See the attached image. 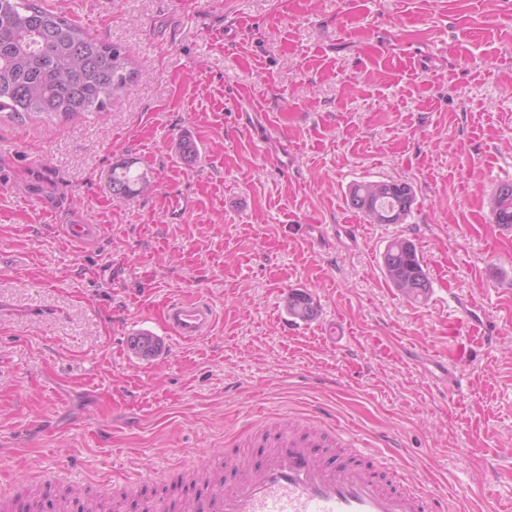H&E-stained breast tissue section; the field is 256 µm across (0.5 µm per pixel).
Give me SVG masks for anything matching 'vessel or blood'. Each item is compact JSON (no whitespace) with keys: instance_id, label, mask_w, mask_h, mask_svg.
I'll return each mask as SVG.
<instances>
[{"instance_id":"obj_1","label":"vessel or blood","mask_w":512,"mask_h":512,"mask_svg":"<svg viewBox=\"0 0 512 512\" xmlns=\"http://www.w3.org/2000/svg\"><path fill=\"white\" fill-rule=\"evenodd\" d=\"M65 237L86 244L97 226L64 225ZM213 307L200 299L166 306L163 325L173 339L195 342L215 322ZM348 454L297 438L283 425L278 443L253 465L241 466L232 481H215L208 493L188 499L183 512H435L429 493L404 485L394 467L377 462L370 450L350 442Z\"/></svg>"}]
</instances>
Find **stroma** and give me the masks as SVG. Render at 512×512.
Returning <instances> with one entry per match:
<instances>
[{"instance_id": "stroma-1", "label": "stroma", "mask_w": 512, "mask_h": 512, "mask_svg": "<svg viewBox=\"0 0 512 512\" xmlns=\"http://www.w3.org/2000/svg\"><path fill=\"white\" fill-rule=\"evenodd\" d=\"M37 2L130 49L138 77L95 119L0 121V494L23 476L40 512L70 491L80 512L144 473L125 503L142 512L204 488L181 458L250 460L243 425L310 434L320 416L362 444L395 439L409 483L450 512H512V228L487 205L512 182V0ZM124 158L149 190L113 196ZM364 180L414 187L405 223L350 207ZM74 220L99 236L70 243ZM398 237L426 302L383 274ZM296 291L314 319L289 317ZM194 298L215 306L212 332L171 339L165 305ZM142 331L160 343L149 360L128 346Z\"/></svg>"}]
</instances>
